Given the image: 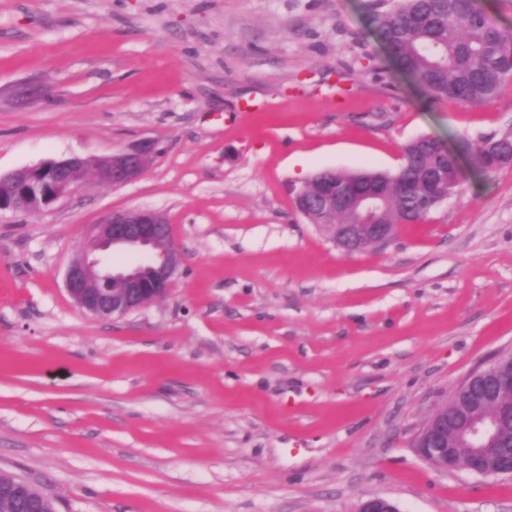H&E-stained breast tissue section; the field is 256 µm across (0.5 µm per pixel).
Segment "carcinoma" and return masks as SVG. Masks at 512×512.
Returning a JSON list of instances; mask_svg holds the SVG:
<instances>
[{"label":"carcinoma","instance_id":"1","mask_svg":"<svg viewBox=\"0 0 512 512\" xmlns=\"http://www.w3.org/2000/svg\"><path fill=\"white\" fill-rule=\"evenodd\" d=\"M373 34L397 71L433 103L455 101L483 106L497 99L512 83V30L496 27L482 0H399L374 15ZM512 134L488 137L470 149V167L489 179L501 160L491 151ZM447 145L421 136L403 147V162L394 173L336 172V186L358 189L381 186L386 192L383 221L417 224L434 207L437 197L453 192L460 169ZM512 403L505 395L479 412L498 422L499 432L512 436V415L502 409Z\"/></svg>","mask_w":512,"mask_h":512}]
</instances>
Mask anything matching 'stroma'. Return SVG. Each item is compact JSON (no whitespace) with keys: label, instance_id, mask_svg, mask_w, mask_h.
<instances>
[{"label":"stroma","instance_id":"35a3bbf8","mask_svg":"<svg viewBox=\"0 0 512 512\" xmlns=\"http://www.w3.org/2000/svg\"><path fill=\"white\" fill-rule=\"evenodd\" d=\"M378 0H0V174L150 139L134 181L0 213V469L57 512H512V477L410 448L512 355V168L347 253L296 213L316 172L396 171L419 136L512 131L430 103L372 33ZM163 213L166 298L114 320L64 274L109 214Z\"/></svg>","mask_w":512,"mask_h":512}]
</instances>
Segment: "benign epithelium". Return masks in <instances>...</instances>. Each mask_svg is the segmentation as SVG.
<instances>
[{
  "instance_id": "1",
  "label": "benign epithelium",
  "mask_w": 512,
  "mask_h": 512,
  "mask_svg": "<svg viewBox=\"0 0 512 512\" xmlns=\"http://www.w3.org/2000/svg\"><path fill=\"white\" fill-rule=\"evenodd\" d=\"M155 154L151 141L134 148L102 157L88 153L65 160H48L39 165L19 168L0 175V212L37 213L70 195L85 175L99 182L120 186L136 178ZM333 170L319 172L324 191L307 199L306 187L295 194L297 211L308 216L316 210L329 221L319 229L338 247L354 251L364 243H388L397 229L395 224L374 221L385 193L374 191L353 195H336L332 187ZM347 208L361 215L358 222H335L336 212ZM128 250L143 260L115 269L103 264L104 254ZM182 263L170 224L152 210L114 212L103 223L94 225L79 254L65 274V290L73 303L85 313L102 319L122 318L168 295ZM503 364L512 365V356L500 358L479 369L463 382L475 400L498 399L512 394V371H499ZM449 421L436 410L414 435L416 454L429 465L440 461L438 470H464L478 476H512V440H499L496 421L479 418L469 421L463 433L467 455L458 457V449L448 447ZM0 499L9 500L13 510L26 506L29 512H55L52 500L25 480L0 470ZM357 512H399L397 506L382 497L362 501Z\"/></svg>"
}]
</instances>
